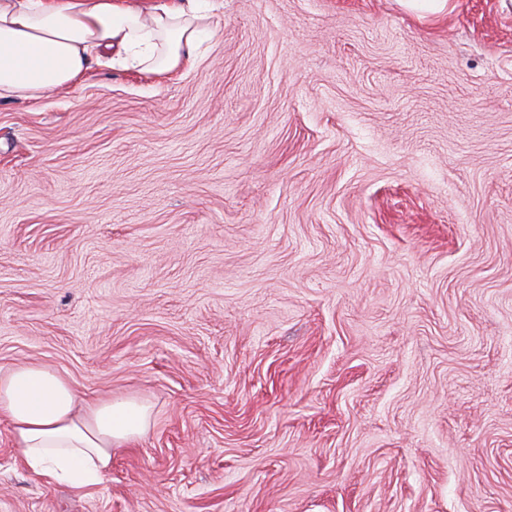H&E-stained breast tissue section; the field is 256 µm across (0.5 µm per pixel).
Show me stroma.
<instances>
[{
  "label": "stroma",
  "instance_id": "obj_1",
  "mask_svg": "<svg viewBox=\"0 0 512 512\" xmlns=\"http://www.w3.org/2000/svg\"><path fill=\"white\" fill-rule=\"evenodd\" d=\"M223 3L0 103V367L154 406L0 512H512V0ZM452 0H398L407 10L417 14L419 18H440L452 10Z\"/></svg>",
  "mask_w": 512,
  "mask_h": 512
}]
</instances>
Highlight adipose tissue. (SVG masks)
<instances>
[{"label":"adipose tissue","instance_id":"obj_1","mask_svg":"<svg viewBox=\"0 0 512 512\" xmlns=\"http://www.w3.org/2000/svg\"><path fill=\"white\" fill-rule=\"evenodd\" d=\"M215 0H0V101L67 89L93 66L160 74L192 63ZM154 406L83 400L38 363L0 367V419L26 468L51 483L105 484L112 455L149 431Z\"/></svg>","mask_w":512,"mask_h":512}]
</instances>
